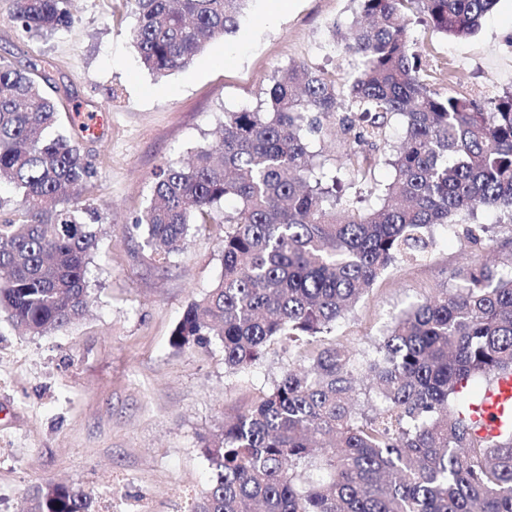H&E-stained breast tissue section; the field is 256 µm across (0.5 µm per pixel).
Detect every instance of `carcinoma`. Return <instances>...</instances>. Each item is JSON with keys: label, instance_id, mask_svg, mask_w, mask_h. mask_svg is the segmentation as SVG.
<instances>
[{"label": "carcinoma", "instance_id": "1", "mask_svg": "<svg viewBox=\"0 0 512 512\" xmlns=\"http://www.w3.org/2000/svg\"><path fill=\"white\" fill-rule=\"evenodd\" d=\"M66 0H14L26 34L68 28ZM144 68L164 77L238 28L249 0H132ZM360 19L337 45L361 60L355 76L305 65L283 70L264 106L226 112L218 142L186 166L155 173L134 224L160 263L224 210L223 273L188 305L170 343L220 341L236 373L284 343L298 354L273 388L224 420L205 442L210 478L192 512H512V428L477 439L463 418L472 398L512 373V253L469 226L473 258L452 288L397 315L359 360L333 337L339 322L396 262L427 259L432 229L479 210L512 222V93L488 102L430 87L408 35L425 15L451 37L473 34L495 0H358ZM45 66L0 58V314L29 336L66 329L88 306L87 267L99 209L82 200L95 175L60 112ZM405 118L382 204L343 199L336 176L315 174L310 142L335 118L351 185L385 155L388 118ZM367 381L359 399L358 378ZM316 470V482L304 474ZM30 512H92L83 489L47 484Z\"/></svg>", "mask_w": 512, "mask_h": 512}]
</instances>
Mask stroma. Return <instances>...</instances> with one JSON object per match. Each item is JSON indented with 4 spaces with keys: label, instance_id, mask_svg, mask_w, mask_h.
<instances>
[{
    "label": "stroma",
    "instance_id": "obj_1",
    "mask_svg": "<svg viewBox=\"0 0 512 512\" xmlns=\"http://www.w3.org/2000/svg\"><path fill=\"white\" fill-rule=\"evenodd\" d=\"M69 9L70 28L32 37L11 22L12 0H0V56L46 63L62 125L96 169L85 200L102 215L83 319L23 336L0 316V512H26L33 489L50 481L82 487L96 512H190L209 475L204 437L268 390L289 353L272 347L232 374L219 344L172 347L188 304L221 277L224 212L164 265L132 225L154 172L215 142L225 113L259 108L279 69L350 74L357 62L337 53L334 33L348 31L357 4L289 0L280 10L250 0L236 33L162 78L140 64L130 0H71ZM409 33L432 88L482 100L512 90V0H497L464 38L421 17ZM463 230L436 227L429 258L388 268L337 338L366 351L393 316L449 285L467 256Z\"/></svg>",
    "mask_w": 512,
    "mask_h": 512
}]
</instances>
